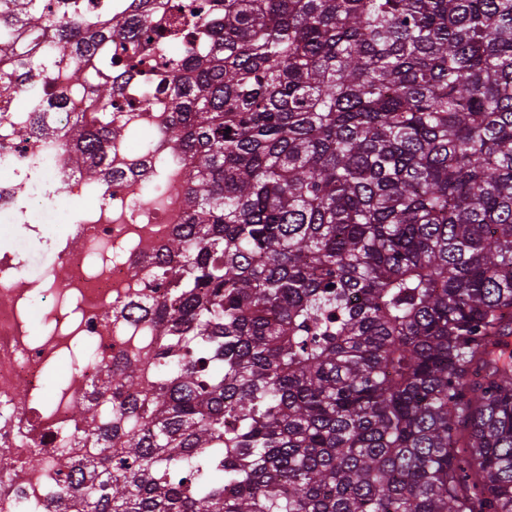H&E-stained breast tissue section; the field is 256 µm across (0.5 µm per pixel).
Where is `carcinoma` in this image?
I'll list each match as a JSON object with an SVG mask.
<instances>
[{"label": "carcinoma", "mask_w": 512, "mask_h": 512, "mask_svg": "<svg viewBox=\"0 0 512 512\" xmlns=\"http://www.w3.org/2000/svg\"><path fill=\"white\" fill-rule=\"evenodd\" d=\"M0 12L37 30L44 0ZM68 160L112 151L113 38L181 41L194 161L161 338L51 512H512V0H132ZM231 132H226V129Z\"/></svg>", "instance_id": "carcinoma-1"}]
</instances>
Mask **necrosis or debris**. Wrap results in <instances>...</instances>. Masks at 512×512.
I'll list each match as a JSON object with an SVG mask.
<instances>
[{"label":"necrosis or debris","instance_id":"necrosis-or-debris-1","mask_svg":"<svg viewBox=\"0 0 512 512\" xmlns=\"http://www.w3.org/2000/svg\"><path fill=\"white\" fill-rule=\"evenodd\" d=\"M10 37L14 54L0 58V73L13 76L0 92V446L14 455L0 467V512H47L48 499L62 493L56 458L81 447L92 425L74 405L90 404L93 418L117 417L100 394L106 371L131 357L150 330L144 317L116 315V305L154 297L151 272L183 220L166 182H188L192 168L159 135L164 113L140 109L145 99L168 100L173 83L153 75L177 60L178 43L154 47L151 65L113 67L112 123L146 139L113 142L107 170L92 176L72 169L68 153L73 118L93 110L72 86L97 73L98 58L61 63L51 26L16 27ZM48 113L51 136L39 130ZM21 126L23 138L15 134ZM34 237L48 247V269L30 267L17 249ZM35 450L41 466L21 470Z\"/></svg>","mask_w":512,"mask_h":512}]
</instances>
